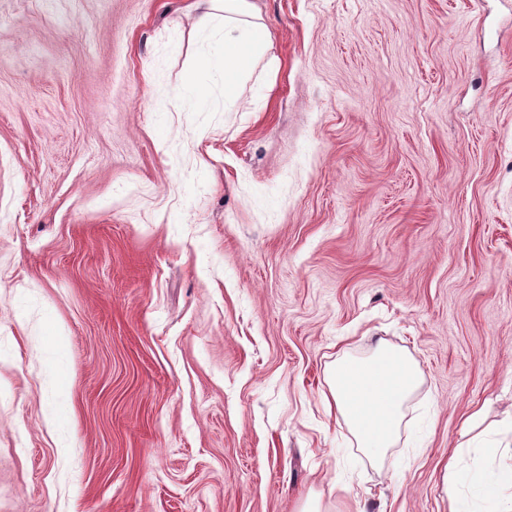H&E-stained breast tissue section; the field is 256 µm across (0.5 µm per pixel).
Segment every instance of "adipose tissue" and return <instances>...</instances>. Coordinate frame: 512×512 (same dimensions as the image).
<instances>
[{"mask_svg": "<svg viewBox=\"0 0 512 512\" xmlns=\"http://www.w3.org/2000/svg\"><path fill=\"white\" fill-rule=\"evenodd\" d=\"M200 14L198 32L220 30L221 50L201 59L195 71L219 78L227 99H238L253 66L272 45L267 26L259 21L251 0H211ZM420 384L414 362L403 352L378 346L365 359H337L329 380L336 415L351 429L358 445L381 460L398 435L402 408Z\"/></svg>", "mask_w": 512, "mask_h": 512, "instance_id": "obj_1", "label": "adipose tissue"}]
</instances>
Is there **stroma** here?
<instances>
[{
	"label": "stroma",
	"instance_id": "stroma-1",
	"mask_svg": "<svg viewBox=\"0 0 512 512\" xmlns=\"http://www.w3.org/2000/svg\"><path fill=\"white\" fill-rule=\"evenodd\" d=\"M0 0V512H448L512 425V0ZM422 383L368 459L338 356ZM209 1L212 6L200 14L197 30L203 33L219 28L221 50L197 63L185 90L195 93L196 77L205 73L220 79L224 85V98L236 100L242 95L255 62L271 48V34L267 26L258 20L250 0ZM468 476H458V474L455 471V458L452 457L448 461V465L445 468V475H444V483L446 485V488L448 490V484L449 485V512H470L471 510L468 509L466 504L460 500L455 491V487L458 481L462 479H467Z\"/></svg>",
	"mask_w": 512,
	"mask_h": 512
}]
</instances>
